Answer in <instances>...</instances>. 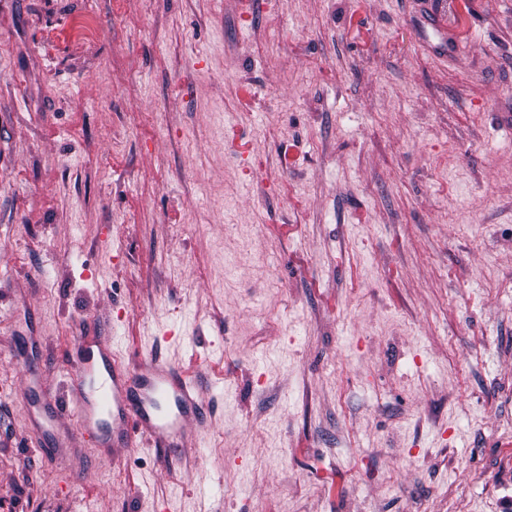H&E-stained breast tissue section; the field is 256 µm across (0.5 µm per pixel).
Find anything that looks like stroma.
Listing matches in <instances>:
<instances>
[{
    "label": "stroma",
    "instance_id": "1",
    "mask_svg": "<svg viewBox=\"0 0 512 512\" xmlns=\"http://www.w3.org/2000/svg\"><path fill=\"white\" fill-rule=\"evenodd\" d=\"M89 327L203 436L39 452ZM0 512H512V0H0Z\"/></svg>",
    "mask_w": 512,
    "mask_h": 512
}]
</instances>
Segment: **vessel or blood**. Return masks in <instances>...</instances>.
Returning <instances> with one entry per match:
<instances>
[{"label": "vessel or blood", "mask_w": 512, "mask_h": 512, "mask_svg": "<svg viewBox=\"0 0 512 512\" xmlns=\"http://www.w3.org/2000/svg\"><path fill=\"white\" fill-rule=\"evenodd\" d=\"M70 385L59 396L44 389V375L33 358L21 359L26 390L40 402L31 412L42 453L70 462L72 450L52 444L51 437L66 410L75 409L81 431L99 447L130 446L135 435L158 448L183 447L187 432L202 435L206 418L202 392L174 365L154 360L129 368L111 344L84 333L74 343Z\"/></svg>", "instance_id": "b4317fda"}]
</instances>
